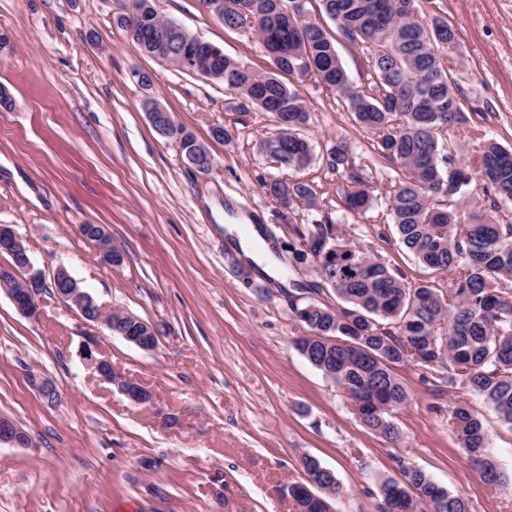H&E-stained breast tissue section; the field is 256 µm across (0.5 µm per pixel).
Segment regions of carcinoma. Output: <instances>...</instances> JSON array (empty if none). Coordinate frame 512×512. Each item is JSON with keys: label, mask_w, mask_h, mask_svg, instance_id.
Returning a JSON list of instances; mask_svg holds the SVG:
<instances>
[{"label": "carcinoma", "mask_w": 512, "mask_h": 512, "mask_svg": "<svg viewBox=\"0 0 512 512\" xmlns=\"http://www.w3.org/2000/svg\"><path fill=\"white\" fill-rule=\"evenodd\" d=\"M224 26L257 36L274 69L257 73L207 48L195 73L224 84L265 112L276 114L277 127L261 149L278 163L302 167L311 156L302 128L310 119L295 87L282 76H312L333 91L373 136L378 152L401 169L388 198L394 228L402 244L434 274L448 276V287L431 282L408 285L398 273L359 248L338 239L332 221L305 227L308 248L290 249L288 261L317 269L339 303L292 301L291 315L308 327L294 347L341 387L352 411L366 426L395 442L392 417L409 391L393 368L408 361L448 370L450 389L464 388L492 404L512 425V224L470 209L473 179L512 201V150L474 135L475 150L456 164L441 139L462 121L457 84L444 64L457 47V34L444 18L426 16L423 0H319L337 32L366 50L371 80L355 85L336 51L337 38L311 20L289 22L279 0H222ZM154 0H131V9L115 20L130 42L151 54V32L167 31L157 22ZM190 35L170 40L168 63L179 67ZM183 155L206 146L180 127ZM330 166L350 184L343 197L351 211L364 212L374 202V186L350 160L348 148L336 144ZM266 196L284 209L304 202L315 205L312 189L281 179L261 184ZM450 198L448 207L433 204ZM451 421L468 460L485 484L500 488L508 478L488 454V434L468 402L451 407ZM306 481L289 495L297 512H328L340 486L317 459L303 458ZM378 512H470L459 495L419 469L406 468L403 480L385 481Z\"/></svg>", "instance_id": "carcinoma-1"}]
</instances>
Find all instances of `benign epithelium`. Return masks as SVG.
Listing matches in <instances>:
<instances>
[{
    "mask_svg": "<svg viewBox=\"0 0 512 512\" xmlns=\"http://www.w3.org/2000/svg\"><path fill=\"white\" fill-rule=\"evenodd\" d=\"M282 10L290 20H302L306 16L305 0H285V6L282 7ZM148 117L151 123L159 128L161 133L166 135L175 134L169 113L159 105H150ZM78 232L83 237L95 239L103 261L108 265L112 264V247L101 225H81L78 227ZM2 252L12 256H20L25 264V267L22 269H18L12 264L0 269V281L11 278L16 279L13 287L6 289L8 297L20 315L27 318L37 317L43 279L40 272L33 269L24 242L14 229L8 225L0 227V253ZM54 282L65 285V288L57 292V295L62 300L75 305L82 316H87L86 309L93 308L95 309V321L104 323L109 329L112 328V323L107 320L109 312L99 305L90 294L83 291L66 271H58L54 277ZM118 333L127 342L141 350L153 351L157 348V344L153 343L151 337L140 336L132 329H120ZM84 360L94 366L102 379L117 386L119 391L132 403L136 405L149 403V399L146 396L134 389L136 383L117 375L108 360L95 357L89 348L85 350ZM2 442L25 446L28 444V437L12 419L1 416L0 443Z\"/></svg>",
    "mask_w": 512,
    "mask_h": 512,
    "instance_id": "benign-epithelium-1",
    "label": "benign epithelium"
}]
</instances>
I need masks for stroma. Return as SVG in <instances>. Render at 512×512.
<instances>
[{"label": "stroma", "instance_id": "1", "mask_svg": "<svg viewBox=\"0 0 512 512\" xmlns=\"http://www.w3.org/2000/svg\"><path fill=\"white\" fill-rule=\"evenodd\" d=\"M156 6L251 70L271 69L254 36L225 28L201 0ZM127 9L128 0H0V87L13 99L0 109V224L16 229L44 275L38 319L19 315L0 290V415L30 440L0 444V512H295L287 489L304 481L307 456L341 487L334 512H377L382 484L407 467L466 499L470 512H512V486L482 482L449 422L456 393L445 368L397 366L411 394L393 417L399 439L368 429L294 346L308 329L290 301L332 306L333 291L310 267L289 268L286 288L258 277L224 233L225 215L244 214L284 257L305 248L300 228L328 217L345 240L417 282L428 270L394 237L385 203L399 168L310 76L294 86L310 113L312 158L276 163L259 147L273 115L135 49L114 24ZM429 9L458 37L448 55L463 101L456 162L466 163L475 129L512 149V0H432ZM150 100L208 147L212 171L198 172L153 127ZM217 125L229 142L211 137ZM339 142L375 186L378 200L361 215L344 209V184L328 165ZM273 178L310 185L316 209L283 220L261 187ZM82 224L104 227L121 266L102 262ZM61 268L98 304L152 325L157 349L142 351L61 301ZM87 345L149 388L154 406H132L100 380L80 357ZM469 402L512 474V425L482 397Z\"/></svg>", "mask_w": 512, "mask_h": 512}]
</instances>
